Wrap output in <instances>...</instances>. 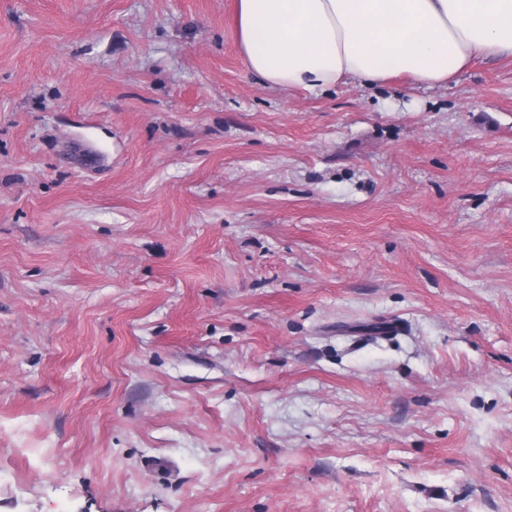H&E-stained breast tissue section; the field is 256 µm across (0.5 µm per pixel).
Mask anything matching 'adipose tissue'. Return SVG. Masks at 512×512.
Wrapping results in <instances>:
<instances>
[{
    "mask_svg": "<svg viewBox=\"0 0 512 512\" xmlns=\"http://www.w3.org/2000/svg\"><path fill=\"white\" fill-rule=\"evenodd\" d=\"M236 17L248 71L279 89L432 87L475 58H512V0H236Z\"/></svg>",
    "mask_w": 512,
    "mask_h": 512,
    "instance_id": "ef3b65f1",
    "label": "adipose tissue"
}]
</instances>
